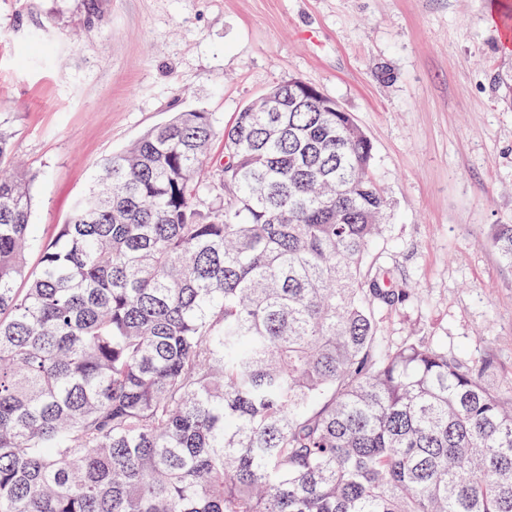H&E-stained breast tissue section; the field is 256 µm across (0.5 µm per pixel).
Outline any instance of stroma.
Segmentation results:
<instances>
[{
	"mask_svg": "<svg viewBox=\"0 0 512 512\" xmlns=\"http://www.w3.org/2000/svg\"><path fill=\"white\" fill-rule=\"evenodd\" d=\"M512 0H0V128L31 192L29 267L99 162L172 113L218 125L298 78L371 140L389 200L376 251L413 298L387 336L427 334L512 391Z\"/></svg>",
	"mask_w": 512,
	"mask_h": 512,
	"instance_id": "stroma-1",
	"label": "stroma"
}]
</instances>
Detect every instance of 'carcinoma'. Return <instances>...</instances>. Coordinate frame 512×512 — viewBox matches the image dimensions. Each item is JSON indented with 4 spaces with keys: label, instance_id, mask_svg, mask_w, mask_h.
Listing matches in <instances>:
<instances>
[{
    "label": "carcinoma",
    "instance_id": "1",
    "mask_svg": "<svg viewBox=\"0 0 512 512\" xmlns=\"http://www.w3.org/2000/svg\"><path fill=\"white\" fill-rule=\"evenodd\" d=\"M224 138V197L200 208ZM348 112L279 83L104 158L29 270L0 174V512H512V394L382 313L387 198ZM493 243L512 263V224Z\"/></svg>",
    "mask_w": 512,
    "mask_h": 512
}]
</instances>
